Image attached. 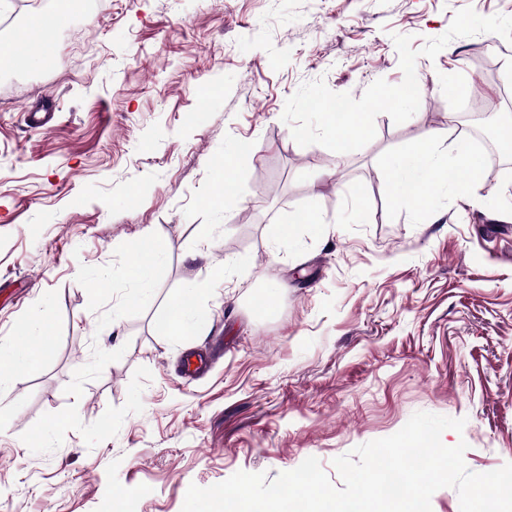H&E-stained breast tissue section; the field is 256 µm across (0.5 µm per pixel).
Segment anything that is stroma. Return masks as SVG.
I'll use <instances>...</instances> for the list:
<instances>
[{"label": "stroma", "mask_w": 512, "mask_h": 512, "mask_svg": "<svg viewBox=\"0 0 512 512\" xmlns=\"http://www.w3.org/2000/svg\"><path fill=\"white\" fill-rule=\"evenodd\" d=\"M101 2L12 74L33 9L0 11V343L52 341L0 375V512H182L189 485L310 456L335 482L336 457L419 411L465 419L441 440L470 471L512 462V153L495 173L476 153L477 196L441 185L424 212L389 175L452 116L435 155L467 150L455 87L512 90V0ZM48 99L51 126L28 127ZM317 100L368 133L337 153ZM226 155L224 211L205 200ZM310 209L322 229L291 225ZM147 227L165 252L126 306ZM189 285L206 326L158 335ZM219 340L185 381L184 352ZM30 337L23 340L25 344L24 352L16 354L15 345H12V351L5 350L0 346V365L1 369L5 364L15 366L16 368L34 370L49 353L50 342L47 336L41 334H24Z\"/></svg>", "instance_id": "35a3bbf8"}]
</instances>
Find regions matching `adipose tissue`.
Listing matches in <instances>:
<instances>
[{"label": "adipose tissue", "instance_id": "obj_1", "mask_svg": "<svg viewBox=\"0 0 512 512\" xmlns=\"http://www.w3.org/2000/svg\"><path fill=\"white\" fill-rule=\"evenodd\" d=\"M62 17L36 15L15 38L16 58L21 65H42L50 60L49 49L54 42L52 31L60 27ZM446 129L437 128L413 146L410 151L416 163L404 171L395 172L394 178L405 199L415 207L427 208L433 198L435 186L451 184L458 189L475 192L479 171L469 155H462L456 163L440 164L434 160V148L445 137ZM207 320L206 311L199 304V289L191 286L176 294L164 316L156 322L158 335L182 337L194 335Z\"/></svg>", "mask_w": 512, "mask_h": 512}]
</instances>
